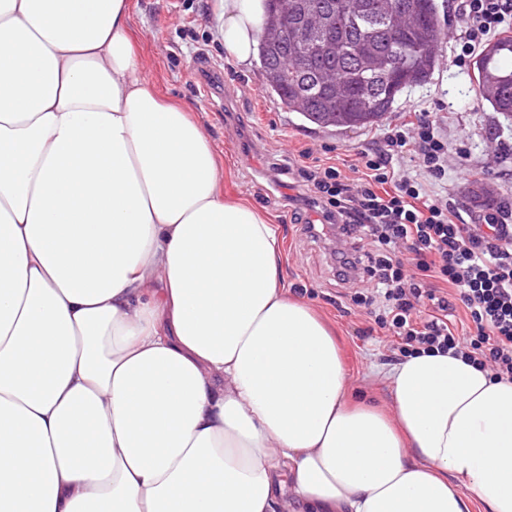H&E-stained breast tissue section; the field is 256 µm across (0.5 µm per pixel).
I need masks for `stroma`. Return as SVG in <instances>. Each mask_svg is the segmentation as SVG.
I'll return each mask as SVG.
<instances>
[{
	"label": "stroma",
	"mask_w": 512,
	"mask_h": 512,
	"mask_svg": "<svg viewBox=\"0 0 512 512\" xmlns=\"http://www.w3.org/2000/svg\"><path fill=\"white\" fill-rule=\"evenodd\" d=\"M216 0H133L132 28L147 81L186 104L201 120L224 165V192L248 199L269 214L281 240V274L289 293L303 299L335 327L348 371L350 392L387 401V376L394 363L392 338L372 332V319L353 305L336 280L330 248L309 236L312 211L293 215L287 184L269 180L272 164L310 148L327 159L368 148L409 105L438 94L448 103L440 126L448 141V199L467 223L483 209L469 203L463 167L488 169L497 193L493 209L512 208V127L469 87L468 73L448 65V46H439V64L423 85L406 90L385 123L362 130L323 129L282 107L266 87L260 63L239 68L224 56L217 32Z\"/></svg>",
	"instance_id": "1"
}]
</instances>
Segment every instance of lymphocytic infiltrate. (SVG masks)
Listing matches in <instances>:
<instances>
[{
	"label": "lymphocytic infiltrate",
	"instance_id": "obj_1",
	"mask_svg": "<svg viewBox=\"0 0 512 512\" xmlns=\"http://www.w3.org/2000/svg\"><path fill=\"white\" fill-rule=\"evenodd\" d=\"M452 64L467 68L480 47L512 31V0H455ZM448 142L434 111L388 126L379 143L347 167L297 165L311 204L345 242L336 275L351 300L376 308L375 325L394 337L400 358L421 351L461 356L512 382V225L454 220L446 196ZM418 159L407 173L394 163ZM463 306L460 335L448 313Z\"/></svg>",
	"mask_w": 512,
	"mask_h": 512
}]
</instances>
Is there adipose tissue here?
Masks as SVG:
<instances>
[{
  "instance_id": "adipose-tissue-1",
  "label": "adipose tissue",
  "mask_w": 512,
  "mask_h": 512,
  "mask_svg": "<svg viewBox=\"0 0 512 512\" xmlns=\"http://www.w3.org/2000/svg\"><path fill=\"white\" fill-rule=\"evenodd\" d=\"M257 57L265 0H219ZM271 218L143 76L129 0H0V512H512V382L353 402Z\"/></svg>"
}]
</instances>
